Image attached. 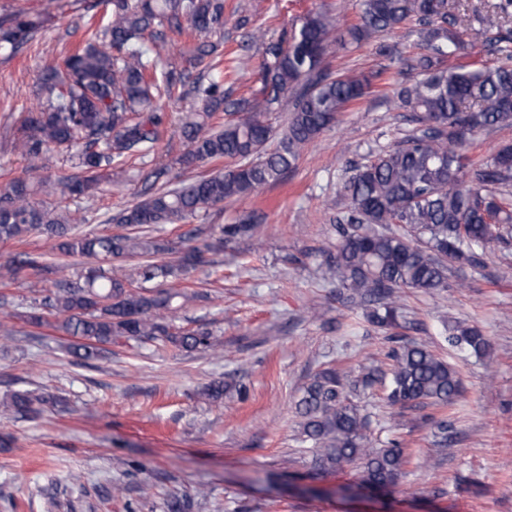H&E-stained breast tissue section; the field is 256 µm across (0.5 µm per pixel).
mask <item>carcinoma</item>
Returning <instances> with one entry per match:
<instances>
[{
	"label": "carcinoma",
	"instance_id": "1",
	"mask_svg": "<svg viewBox=\"0 0 512 512\" xmlns=\"http://www.w3.org/2000/svg\"><path fill=\"white\" fill-rule=\"evenodd\" d=\"M106 19L87 23L74 51L63 63L44 67V101L14 131L13 147L27 162V174L0 189V241L22 242L38 234L51 250L89 260L81 279L54 282L33 307L28 321L49 324L42 314L62 318L58 328L82 343L73 353L92 359L100 346L121 338L161 340L187 351L216 350L219 340L203 328L174 330L165 312L180 298L166 285L206 261L224 240L249 234L259 216L238 224H210L189 235L203 238L177 265L156 258L170 242L153 235H98L79 232V211L36 201L47 192L43 171L51 152L70 151L81 171L53 184L62 199H89L112 180V167L125 158L150 155L166 113L159 101L174 94L190 97L200 109L181 127L188 149L184 167L222 161L224 171L172 187L164 171L145 175L152 194L113 215L114 224H180L226 198L250 195L282 181L302 152L328 129L336 115L358 101L370 79L334 76L324 63L327 49L346 39L362 43L376 34L405 27L416 33L421 52L403 59L408 78L394 85L400 108L414 129L375 159L355 167L343 185L348 201L336 217V249L324 255L336 287L370 305L369 323L389 329L395 304L405 289L439 296L465 284L448 281L451 265L482 267L492 245L509 247L512 224V146L473 162L467 155L473 136L512 123V0H491V7L469 19L462 0H359L357 20L346 32L336 29L325 10L309 13L288 39L263 44L259 86L246 95L224 91V73L248 68L247 46L223 56L224 0H107ZM44 21L19 8L0 17V50L17 53L42 29ZM195 40L184 66L167 54V31ZM491 55L495 61L467 68L450 67L453 56ZM288 113L287 126L274 133L269 117ZM145 258L140 276L159 280L153 288L132 285L119 262ZM25 270L49 275L59 267L27 252L0 263V284ZM398 343L383 369L362 370L355 388L376 384L392 406L453 405L461 393L460 373L415 341ZM448 341L462 352L485 357L489 341L480 330L460 323L448 329ZM342 378L332 368L316 373L296 410L301 443L309 445L318 471L332 473L360 464V485L372 491L395 485L404 464L396 442L369 446V417L351 403ZM56 401L51 395L14 391L0 402L5 413L32 415Z\"/></svg>",
	"mask_w": 512,
	"mask_h": 512
}]
</instances>
